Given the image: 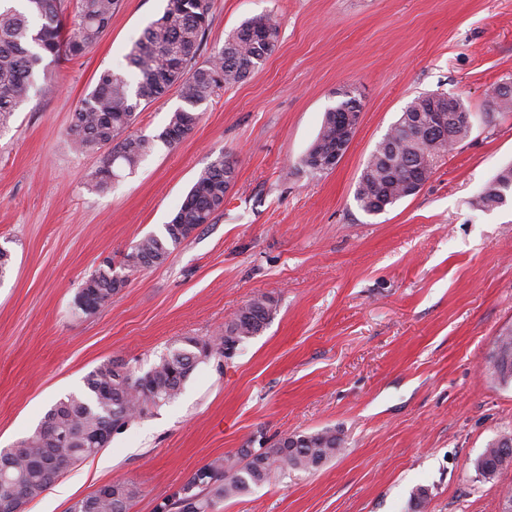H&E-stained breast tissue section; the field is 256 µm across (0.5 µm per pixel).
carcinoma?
Returning a JSON list of instances; mask_svg holds the SVG:
<instances>
[{"label":"carcinoma","instance_id":"carcinoma-1","mask_svg":"<svg viewBox=\"0 0 512 512\" xmlns=\"http://www.w3.org/2000/svg\"><path fill=\"white\" fill-rule=\"evenodd\" d=\"M116 6L117 0H76L69 23L65 0H23L21 6L0 0V128L8 126L31 94L53 93L51 66L80 57L92 48L110 26ZM209 14L210 0H166L161 14L144 28L126 56L135 81L113 70L100 73L95 88L75 111L71 126L73 143L79 149L109 148L103 165L91 175L92 189L103 190L119 172L133 170L153 151L156 142L168 146L181 142L200 120L197 108L217 90L244 81L279 41V28L271 16L254 17L234 29L207 64L198 66L196 57L209 26ZM175 84L183 105L172 112L164 129L152 138L130 133L141 104L158 100ZM450 104L468 111L456 97L448 102L445 92L422 93L406 104L361 172L355 198L365 212L376 214L400 201L421 159L437 160L468 136L471 126L451 117L438 135H428L410 123L419 112H446ZM345 110L359 112L361 105L350 98L325 112L315 140L300 158V165L310 174L325 173L318 159L336 147ZM511 111L512 96L493 99L483 120L491 124L496 115ZM235 177L236 162L229 158L220 157L204 167L163 233L137 241L124 254L119 268L99 265L84 281L77 299L102 308L112 302L130 276L165 263L175 248L224 209ZM500 185L512 188V163L501 167L485 184L472 200V207L488 212L504 206L497 193ZM275 312L273 300L260 296L224 323L223 336L186 337L140 375L115 359L91 370L84 378V393L59 399L18 443L11 457L0 462V477L14 486L18 512L48 489L40 459L55 454L61 476L96 455L102 446L91 445L94 435L105 430L115 434L176 398L198 364L215 355L230 357L240 343L260 334ZM489 370L499 381L512 382V328L497 337ZM58 432L69 438L62 448L52 445V436ZM342 447L340 434L324 428L287 434L271 447L257 450L254 459L249 458V449L241 448L196 470L174 494L157 504L156 512H211L216 502L245 495L285 472L315 471L336 457ZM510 468L512 460L503 463L501 451L493 443L474 462L476 473L486 480H494ZM139 494L133 482L116 480L79 499L67 512H129Z\"/></svg>","mask_w":512,"mask_h":512}]
</instances>
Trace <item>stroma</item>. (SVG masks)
Masks as SVG:
<instances>
[{
    "mask_svg": "<svg viewBox=\"0 0 512 512\" xmlns=\"http://www.w3.org/2000/svg\"><path fill=\"white\" fill-rule=\"evenodd\" d=\"M164 0H119L112 23L59 86L0 130V448L27 436L50 406L80 393L114 358L148 370L177 340L210 338L251 299L276 312L229 359L200 363L178 397L113 436L25 505L67 512L115 480L140 488L130 512L157 504L198 468L284 434L336 429L343 450L218 502L213 512H500L512 470L480 479L474 462L512 435V383L488 361L512 328V204L472 210L512 162V112L485 123L489 92L512 79V0H211L196 57L205 63L243 21L278 23L275 51L243 82L199 108L179 144H157L133 173L88 188L105 150L71 142L73 115L125 55ZM360 126L336 167L298 166L344 92ZM422 92L459 96L476 119L413 196L363 211L365 162ZM181 104L171 88L140 109L152 137ZM237 163L224 210L158 267L130 277L111 304L75 305L100 258L121 259L162 233L198 172Z\"/></svg>",
    "mask_w": 512,
    "mask_h": 512,
    "instance_id": "stroma-1",
    "label": "stroma"
}]
</instances>
